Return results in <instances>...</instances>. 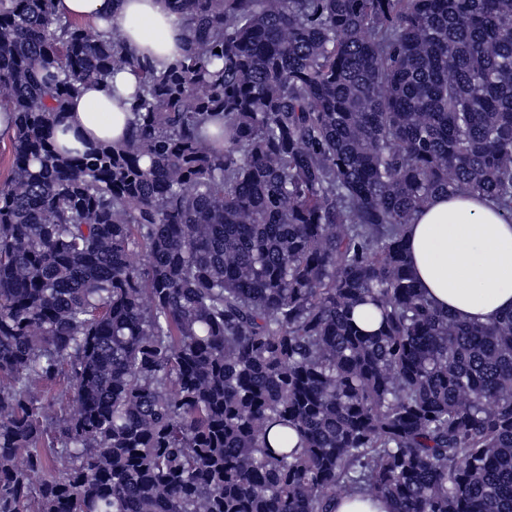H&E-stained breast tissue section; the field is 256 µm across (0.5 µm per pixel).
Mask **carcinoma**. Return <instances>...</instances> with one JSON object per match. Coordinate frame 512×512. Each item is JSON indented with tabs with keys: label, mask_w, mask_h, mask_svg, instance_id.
<instances>
[{
	"label": "carcinoma",
	"mask_w": 512,
	"mask_h": 512,
	"mask_svg": "<svg viewBox=\"0 0 512 512\" xmlns=\"http://www.w3.org/2000/svg\"><path fill=\"white\" fill-rule=\"evenodd\" d=\"M171 4L159 70L0 0V512H512V313L438 310L404 241L437 194L512 221V0ZM121 71L125 141L56 152ZM13 118L11 112L0 108V183L4 182L10 174L12 154L10 147V134ZM390 500H371L360 495L344 498L336 502L335 512H392Z\"/></svg>",
	"instance_id": "carcinoma-1"
}]
</instances>
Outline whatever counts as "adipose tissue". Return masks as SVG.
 I'll return each mask as SVG.
<instances>
[{"label":"adipose tissue","instance_id":"obj_1","mask_svg":"<svg viewBox=\"0 0 512 512\" xmlns=\"http://www.w3.org/2000/svg\"><path fill=\"white\" fill-rule=\"evenodd\" d=\"M58 15L111 23L126 33V47L152 57L156 68L175 62L184 31L169 0H55ZM136 83L127 72L112 84L86 82L68 101L52 140L109 145L133 120L125 100ZM412 270L432 304L464 322L488 324L512 311V223L486 197H433L405 236Z\"/></svg>","mask_w":512,"mask_h":512}]
</instances>
